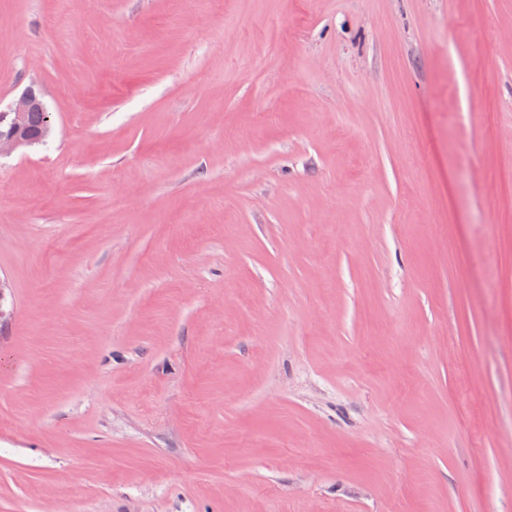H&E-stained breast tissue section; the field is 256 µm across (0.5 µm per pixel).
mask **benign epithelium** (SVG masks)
<instances>
[{
    "mask_svg": "<svg viewBox=\"0 0 512 512\" xmlns=\"http://www.w3.org/2000/svg\"><path fill=\"white\" fill-rule=\"evenodd\" d=\"M46 107L35 86L28 87L7 112L0 111V157L41 144L53 132L50 118H44L41 131L34 135L27 125L31 112H44Z\"/></svg>",
    "mask_w": 512,
    "mask_h": 512,
    "instance_id": "7a95c632",
    "label": "benign epithelium"
}]
</instances>
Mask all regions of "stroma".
Wrapping results in <instances>:
<instances>
[{"label":"stroma","mask_w":512,"mask_h":512,"mask_svg":"<svg viewBox=\"0 0 512 512\" xmlns=\"http://www.w3.org/2000/svg\"><path fill=\"white\" fill-rule=\"evenodd\" d=\"M0 512H512V0H0ZM30 112L33 113L29 115ZM41 112H45L42 129L37 135H33L27 125L28 115L32 128L38 129L43 121ZM47 112L34 85L28 87L15 100L8 112L0 111V157L46 141L54 130Z\"/></svg>","instance_id":"1"}]
</instances>
